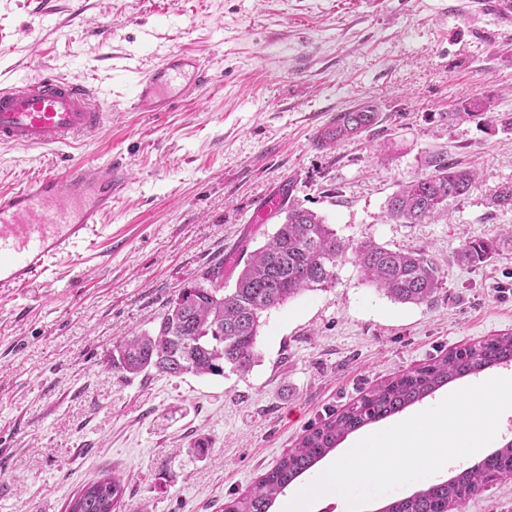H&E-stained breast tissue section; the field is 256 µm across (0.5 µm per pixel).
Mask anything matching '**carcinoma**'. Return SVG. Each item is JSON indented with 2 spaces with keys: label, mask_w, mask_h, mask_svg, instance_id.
I'll list each match as a JSON object with an SVG mask.
<instances>
[{
  "label": "carcinoma",
  "mask_w": 512,
  "mask_h": 512,
  "mask_svg": "<svg viewBox=\"0 0 512 512\" xmlns=\"http://www.w3.org/2000/svg\"><path fill=\"white\" fill-rule=\"evenodd\" d=\"M490 104L472 100L453 112L450 121L485 118ZM377 122L373 105L365 102L340 112L322 127L316 146L330 148L359 137ZM431 173L417 177L391 194L387 217L420 224L448 212V201L469 193L477 173L438 155L428 161ZM492 207L512 211V182L499 185ZM283 217L267 241L252 252L245 248L205 270L167 303L151 331L119 341L112 350V370L125 378L151 372L179 377L224 375L225 368L249 371L258 361L257 336L264 312L305 290L336 280V261L351 251L363 279L400 303L429 304L443 287L436 263L421 250L392 249L368 238L356 245L337 236L325 219L299 205L275 212ZM494 238L468 239L455 253L456 262L472 266L492 258ZM238 270L231 288L224 267ZM512 363V333L453 350L448 355L378 385L320 425L306 431L297 445L260 477L225 512H270L277 499L303 474L332 452L348 435L402 413L458 379ZM512 477V442L483 463L387 505V512H456L467 498L485 488L490 474ZM124 484L104 473L86 484L71 500L69 512H114Z\"/></svg>",
  "instance_id": "obj_1"
}]
</instances>
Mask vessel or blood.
Segmentation results:
<instances>
[{
    "mask_svg": "<svg viewBox=\"0 0 512 512\" xmlns=\"http://www.w3.org/2000/svg\"><path fill=\"white\" fill-rule=\"evenodd\" d=\"M200 58L168 52L138 76L127 105L135 112H164L205 81ZM106 119L93 91L51 73L20 86L0 87V145L50 148L93 133ZM129 183L116 158L96 165L75 161L64 172L42 174L0 195V288L36 283L56 261L86 249L105 231L113 196Z\"/></svg>",
    "mask_w": 512,
    "mask_h": 512,
    "instance_id": "b4317fda",
    "label": "vessel or blood"
}]
</instances>
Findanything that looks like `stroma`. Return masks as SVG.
<instances>
[{
    "label": "stroma",
    "mask_w": 512,
    "mask_h": 512,
    "mask_svg": "<svg viewBox=\"0 0 512 512\" xmlns=\"http://www.w3.org/2000/svg\"><path fill=\"white\" fill-rule=\"evenodd\" d=\"M1 27L15 36L0 46V85L42 68L109 93L102 129L71 145L0 146V193L109 155L132 184L112 202L111 241L0 291V512H66L107 471L125 483L116 512H224L376 385L512 333V212L489 204L512 182V130L445 118L476 98L512 113V22L476 0H0ZM159 45L197 53L208 83L156 115L113 111L132 94L115 58L146 69ZM365 101L378 113L369 131L316 147L325 123ZM440 153L477 168L476 187L446 219L384 222L387 198ZM284 188L351 243L423 250L443 288L427 305L396 302L349 253L332 286L263 314L249 372H113L117 342L153 329L206 267L266 241L277 219L252 215ZM490 236L492 259L457 264L465 239ZM460 510L512 512V479Z\"/></svg>",
    "instance_id": "35a3bbf8"
}]
</instances>
